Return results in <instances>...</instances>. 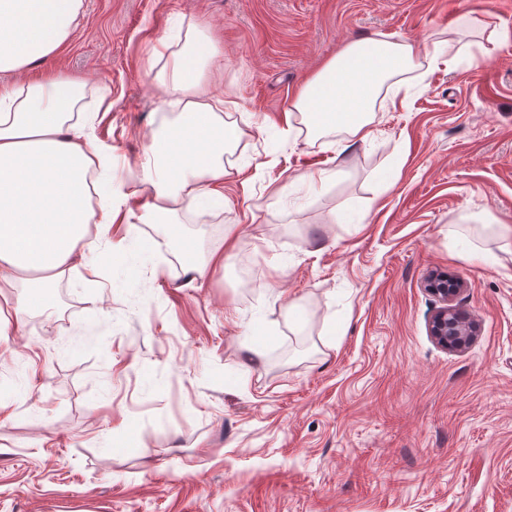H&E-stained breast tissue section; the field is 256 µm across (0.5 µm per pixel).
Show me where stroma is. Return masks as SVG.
<instances>
[{"instance_id":"35a3bbf8","label":"stroma","mask_w":512,"mask_h":512,"mask_svg":"<svg viewBox=\"0 0 512 512\" xmlns=\"http://www.w3.org/2000/svg\"><path fill=\"white\" fill-rule=\"evenodd\" d=\"M210 32L238 108L224 207L116 224L0 337V512H512V0H83L61 56L129 181L174 121L149 56ZM471 53H457L462 32ZM443 58L407 74L372 134L284 116L348 43ZM242 240L188 286L198 254ZM461 278L469 344L439 347L431 272ZM297 311H289V303Z\"/></svg>"}]
</instances>
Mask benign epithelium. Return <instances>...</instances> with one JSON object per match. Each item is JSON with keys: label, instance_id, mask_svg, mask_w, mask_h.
<instances>
[{"label": "benign epithelium", "instance_id": "7a95c632", "mask_svg": "<svg viewBox=\"0 0 512 512\" xmlns=\"http://www.w3.org/2000/svg\"><path fill=\"white\" fill-rule=\"evenodd\" d=\"M464 281L446 274H433L426 280L427 290L437 299L439 307L429 326L430 336L443 348L463 346L472 335L468 316L450 302L460 293Z\"/></svg>", "mask_w": 512, "mask_h": 512}]
</instances>
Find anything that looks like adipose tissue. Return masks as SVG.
Here are the masks:
<instances>
[{
  "mask_svg": "<svg viewBox=\"0 0 512 512\" xmlns=\"http://www.w3.org/2000/svg\"><path fill=\"white\" fill-rule=\"evenodd\" d=\"M81 14L82 0H0V73L12 76L0 82V298L28 286L35 308L43 304L42 290L93 248L90 233L102 238L111 224L135 219L129 202L140 184L151 189L146 211L156 224L178 208L223 199L224 156L238 137L210 82L222 69L212 38L194 33L179 51L161 38L153 53L165 62L158 79L181 112L144 134L140 181L121 191L111 151L96 144L76 114V83L55 71L30 76L68 43ZM418 66L406 41L351 42L299 87L287 115L314 135L339 130L367 140L378 98L396 97L403 75Z\"/></svg>",
  "mask_w": 512,
  "mask_h": 512,
  "instance_id": "ef3b65f1",
  "label": "adipose tissue"
}]
</instances>
